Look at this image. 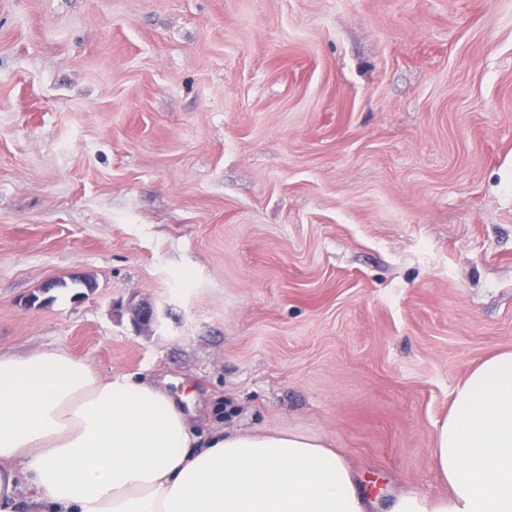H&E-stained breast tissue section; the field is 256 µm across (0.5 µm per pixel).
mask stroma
Returning a JSON list of instances; mask_svg holds the SVG:
<instances>
[{
  "label": "stroma",
  "instance_id": "1",
  "mask_svg": "<svg viewBox=\"0 0 512 512\" xmlns=\"http://www.w3.org/2000/svg\"><path fill=\"white\" fill-rule=\"evenodd\" d=\"M44 348L446 493L512 350V0H0V352Z\"/></svg>",
  "mask_w": 512,
  "mask_h": 512
}]
</instances>
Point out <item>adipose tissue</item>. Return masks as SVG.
<instances>
[{
	"label": "adipose tissue",
	"mask_w": 512,
	"mask_h": 512,
	"mask_svg": "<svg viewBox=\"0 0 512 512\" xmlns=\"http://www.w3.org/2000/svg\"><path fill=\"white\" fill-rule=\"evenodd\" d=\"M448 492L385 512H512V351L477 364L433 433ZM370 512L344 461L293 432H217L133 374L62 349L0 353V512Z\"/></svg>",
	"instance_id": "adipose-tissue-1"
}]
</instances>
